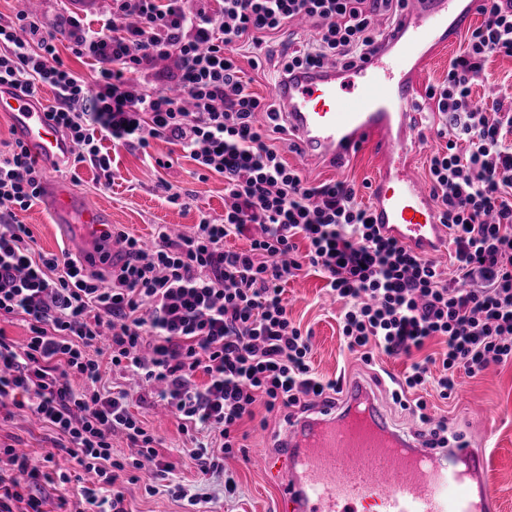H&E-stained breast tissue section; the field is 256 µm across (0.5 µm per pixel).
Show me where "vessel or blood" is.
<instances>
[{
	"mask_svg": "<svg viewBox=\"0 0 512 512\" xmlns=\"http://www.w3.org/2000/svg\"><path fill=\"white\" fill-rule=\"evenodd\" d=\"M489 0H409L377 48L355 62L292 72L276 89L280 117L304 162L331 168L365 148L377 151L371 219L382 235L416 253L448 255L430 188L412 165L424 135L416 107L437 51L467 29ZM0 112L45 172L63 168L72 145L43 101L0 87ZM43 203L70 238L87 270L101 266L107 213L67 182L43 185ZM284 473L281 512H487L489 469L482 449L466 439L434 446L398 427L371 390L349 383L341 404H323L291 419L278 437Z\"/></svg>",
	"mask_w": 512,
	"mask_h": 512,
	"instance_id": "obj_1",
	"label": "vessel or blood"
}]
</instances>
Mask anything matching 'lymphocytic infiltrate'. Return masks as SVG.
<instances>
[{"label": "lymphocytic infiltrate", "mask_w": 512, "mask_h": 512, "mask_svg": "<svg viewBox=\"0 0 512 512\" xmlns=\"http://www.w3.org/2000/svg\"><path fill=\"white\" fill-rule=\"evenodd\" d=\"M405 2L112 0L97 29L75 15L54 21L25 8L0 20V86L33 97L53 90L50 114L75 146L73 165L89 164L108 181L104 141L144 150L164 139L189 155L198 176L224 179L223 215H201L189 233L162 231L147 246L106 230L120 254L102 275L68 253L34 250L17 214L38 201L42 172L23 147L0 157V317L24 316L28 327L20 345L0 333V408L25 399L54 430V449L111 487L107 497L82 488L84 512H127L121 474L147 462V492L162 480L197 502L183 484L169 483L174 465L131 412L127 390L98 389L104 367L153 385L183 429L217 431L227 455L241 448L240 427L256 405L269 414L303 412L313 399L341 393L340 380L313 373L310 337L288 313L285 286L301 272L321 276L342 301L341 334L365 363L443 340L440 356L414 362L391 391L436 444L447 445L448 422L429 415L425 402L409 403L410 390L431 381L446 399L459 374L512 360V95L491 112L471 98L487 59L512 57V0H491L450 60L447 81L429 90L447 140L429 176L453 247L451 280L434 259L380 235L354 184L313 185L288 165L270 141L283 129L278 109L252 91L237 61L248 49L261 67L265 39L304 19L312 32L284 54L276 77L331 59L353 64L380 40L377 16L397 15ZM61 41L75 58L94 60L93 78L64 63ZM233 234L248 247L225 249ZM106 330L112 339L103 359L92 349ZM75 376L83 388L72 386ZM117 431L138 448L131 464L112 458ZM71 481L66 472L29 467L13 445L0 447V512H43V485Z\"/></svg>", "instance_id": "1"}]
</instances>
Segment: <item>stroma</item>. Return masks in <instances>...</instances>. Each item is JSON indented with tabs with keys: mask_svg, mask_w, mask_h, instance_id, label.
<instances>
[{
	"mask_svg": "<svg viewBox=\"0 0 512 512\" xmlns=\"http://www.w3.org/2000/svg\"><path fill=\"white\" fill-rule=\"evenodd\" d=\"M289 30L269 37L266 43L270 58L264 59L261 68H254L250 53H242L239 64L246 77L251 78V89L267 102H274V57L280 54L288 42ZM512 91V58L491 56L483 73L472 88V99L492 110L500 93ZM418 111L426 125L427 139L415 155V164L421 178L429 176V159L433 153L444 149L445 141L437 134L440 117L436 103L428 97H420ZM277 144L284 160L298 169L310 182L346 180L355 184L358 199L370 203L367 188L375 173V160L370 151H362L352 158L346 168L332 171L300 160L294 138L290 133H280ZM169 156L174 160L172 168L153 169L150 156ZM114 180L104 185L99 173L90 165L65 168L54 177L72 183L92 204L108 210L114 228L123 230L144 242H151L161 228L179 227L189 232L197 224L201 214L217 217L224 212V181L216 175L199 178L195 163L180 147L163 140L153 141L149 154L117 148ZM167 181L183 192L189 193L190 207L183 208L169 203L159 189L160 181ZM19 220L28 225L34 237L33 247L43 253H60L69 250L55 230L43 204L19 213ZM285 296L293 319L302 329L310 330L312 350L311 367L325 379H358L370 385L391 418L404 427L413 425L412 416L392 404L388 387L391 379H402L412 363L406 356H378V369L365 366L356 354L350 353L340 336L337 318L340 303L334 302L325 289L324 280L314 274H303L288 282ZM459 389L451 398H440L432 384H425L413 391L412 396L426 401L430 413L448 421L449 431L464 435L472 446L487 445L490 453L492 480V512H512V362L492 363L476 377L459 375ZM125 386L129 391L131 410L154 434L159 451L175 466L174 478L186 484L197 495V505L173 497L165 490L146 493L144 481L124 486L128 512H278L277 476L274 469H260L247 464L243 456L224 458L223 471L203 475L186 455L191 437L181 429L178 419L172 415H159L160 405L151 395V388L143 383L131 382L123 372L105 370L100 382L101 389ZM49 431L32 417L27 409H12L10 414L0 413V442L25 449L33 462H41L52 450ZM233 478L235 493L225 488L226 478Z\"/></svg>",
	"mask_w": 512,
	"mask_h": 512,
	"instance_id": "1",
	"label": "stroma"
}]
</instances>
